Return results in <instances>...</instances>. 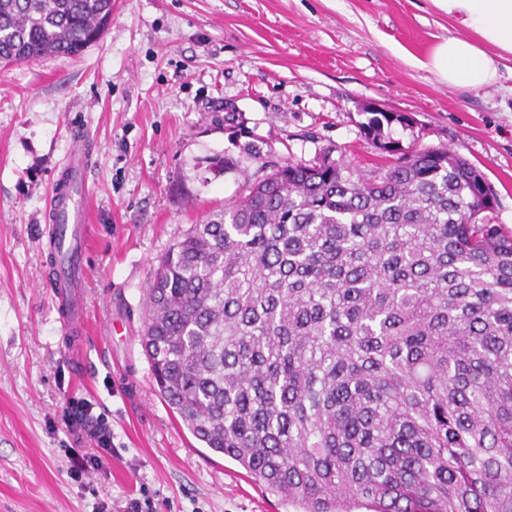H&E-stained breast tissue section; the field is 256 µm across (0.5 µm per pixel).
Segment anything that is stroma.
<instances>
[{
	"label": "stroma",
	"mask_w": 512,
	"mask_h": 512,
	"mask_svg": "<svg viewBox=\"0 0 512 512\" xmlns=\"http://www.w3.org/2000/svg\"><path fill=\"white\" fill-rule=\"evenodd\" d=\"M463 27L431 0H115L74 57L0 63V512H295L205 448L161 398L141 345L160 257L260 175L262 156L324 152L384 165L374 102L413 117L384 134L445 147L486 177L512 229V56L496 84L448 86L434 47ZM91 147L85 336H66L46 286L49 190L72 142ZM238 168L224 170L225 157ZM112 428V451L70 475L69 402Z\"/></svg>",
	"instance_id": "obj_1"
}]
</instances>
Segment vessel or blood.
Listing matches in <instances>:
<instances>
[{
	"mask_svg": "<svg viewBox=\"0 0 512 512\" xmlns=\"http://www.w3.org/2000/svg\"><path fill=\"white\" fill-rule=\"evenodd\" d=\"M76 143L55 180L48 217L53 224L54 272L49 283L52 301L62 314L61 329L69 336L82 335L86 300V251L90 189L87 180L88 145L83 129L74 128Z\"/></svg>",
	"mask_w": 512,
	"mask_h": 512,
	"instance_id": "b4317fda",
	"label": "vessel or blood"
}]
</instances>
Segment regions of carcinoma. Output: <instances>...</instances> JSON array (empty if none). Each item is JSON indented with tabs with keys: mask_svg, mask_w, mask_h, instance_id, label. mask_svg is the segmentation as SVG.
Returning <instances> with one entry per match:
<instances>
[{
	"mask_svg": "<svg viewBox=\"0 0 512 512\" xmlns=\"http://www.w3.org/2000/svg\"><path fill=\"white\" fill-rule=\"evenodd\" d=\"M113 0H0V62L73 56ZM275 162L146 288L162 398L300 512H512V234L449 149Z\"/></svg>",
	"mask_w": 512,
	"mask_h": 512,
	"instance_id": "1",
	"label": "carcinoma"
}]
</instances>
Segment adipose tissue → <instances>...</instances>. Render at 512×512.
<instances>
[{"mask_svg":"<svg viewBox=\"0 0 512 512\" xmlns=\"http://www.w3.org/2000/svg\"><path fill=\"white\" fill-rule=\"evenodd\" d=\"M457 19L468 37L451 36L434 49L430 66L441 81L479 90L497 82L500 61L512 55V0H432Z\"/></svg>","mask_w":512,"mask_h":512,"instance_id":"1","label":"adipose tissue"}]
</instances>
